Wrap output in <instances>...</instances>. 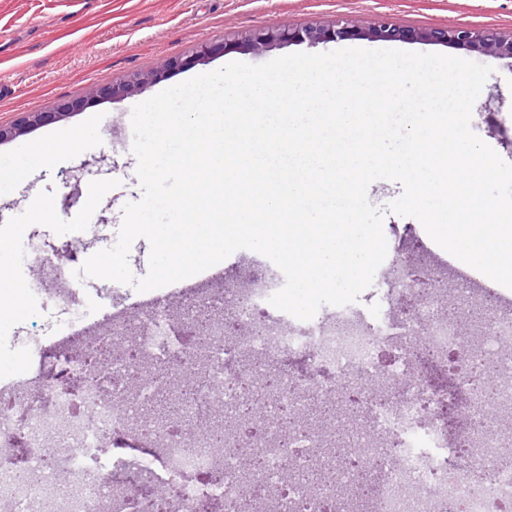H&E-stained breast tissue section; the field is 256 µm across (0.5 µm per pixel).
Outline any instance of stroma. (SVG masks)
Listing matches in <instances>:
<instances>
[{
	"mask_svg": "<svg viewBox=\"0 0 512 512\" xmlns=\"http://www.w3.org/2000/svg\"><path fill=\"white\" fill-rule=\"evenodd\" d=\"M344 16L366 25L385 18L403 28L463 26L512 34V0H0V125L28 112L63 115L0 142V237L8 242L0 250V271L16 284L0 295V378L43 373L40 354L28 351L25 339L58 333L60 308L29 298V284L41 282L26 260L31 248L69 251L66 270L74 272L116 244L124 204L142 195L132 152L133 107L233 61L262 64L301 51L377 48V41L351 38L287 43L260 54L224 47L259 29L328 25ZM393 47L491 66L471 128L512 163V60L426 42L397 41ZM139 73L155 79L114 98L90 93ZM401 193L399 183L383 179L368 188L370 202L386 211L388 252L375 275L377 288L407 258L404 237L437 248L417 219L387 212ZM77 216L83 221L79 232ZM78 284L91 321L140 297L133 286L109 280L82 277Z\"/></svg>",
	"mask_w": 512,
	"mask_h": 512,
	"instance_id": "obj_1",
	"label": "stroma"
}]
</instances>
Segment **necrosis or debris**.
Masks as SVG:
<instances>
[{
	"instance_id": "necrosis-or-debris-1",
	"label": "necrosis or debris",
	"mask_w": 512,
	"mask_h": 512,
	"mask_svg": "<svg viewBox=\"0 0 512 512\" xmlns=\"http://www.w3.org/2000/svg\"><path fill=\"white\" fill-rule=\"evenodd\" d=\"M285 277L252 266L245 287L225 281L223 292L201 293L198 310L217 314L205 351L172 343L169 306L140 312L137 333L114 318L88 336L87 346L54 345L56 379H0V456L19 443L31 453L25 477L0 469V504L38 512L48 493L66 498L65 512H212L251 496L275 497L277 512H361L358 466L375 476L370 512H512V313L479 324L478 351L497 374L494 400L466 375L462 414L478 452L463 466L448 461L440 425L446 394L421 389L418 346L447 360L467 358L458 322L441 313L436 291L419 294L406 266L391 272L373 319L351 306L311 321L289 318L269 304ZM412 297L395 314L392 299ZM126 355L96 362L99 348ZM305 352L307 377L270 369L288 352ZM147 436L168 466L163 492L137 486L152 468L140 458L106 463L98 455L112 433ZM348 449L337 463L332 447ZM260 456L262 468L242 462ZM494 482L472 490L473 470Z\"/></svg>"
}]
</instances>
